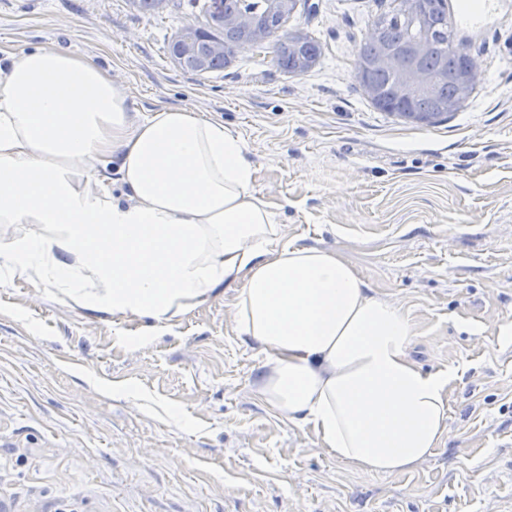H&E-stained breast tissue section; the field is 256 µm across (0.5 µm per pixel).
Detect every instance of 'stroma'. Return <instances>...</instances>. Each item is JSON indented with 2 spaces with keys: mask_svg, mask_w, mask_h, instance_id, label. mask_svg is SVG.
<instances>
[{
  "mask_svg": "<svg viewBox=\"0 0 512 512\" xmlns=\"http://www.w3.org/2000/svg\"><path fill=\"white\" fill-rule=\"evenodd\" d=\"M205 0H0V54L47 41L112 70L131 106L239 134L288 238L341 254L400 306L408 356L449 370L443 440L400 473L319 448L258 393L260 358L218 288L170 324L113 321L0 265V512H512V0L466 48L480 83L435 124L373 106L356 50L391 0H299L322 56L272 41L219 72L169 45ZM291 14L288 10L282 12L277 20L278 25L269 34H271V38H274V60L277 66L288 73H299L298 57L289 45V41L293 40L294 35L299 32L284 31L282 34H278L282 31Z\"/></svg>",
  "mask_w": 512,
  "mask_h": 512,
  "instance_id": "stroma-1",
  "label": "stroma"
}]
</instances>
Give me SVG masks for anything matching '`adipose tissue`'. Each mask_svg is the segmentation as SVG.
Segmentation results:
<instances>
[{"label": "adipose tissue", "instance_id": "1", "mask_svg": "<svg viewBox=\"0 0 512 512\" xmlns=\"http://www.w3.org/2000/svg\"><path fill=\"white\" fill-rule=\"evenodd\" d=\"M114 163L128 202L112 195ZM0 242L17 277L94 311L171 321L218 287L261 356L259 393L363 472L424 460L450 373L414 364L402 309L336 252L289 240L244 141L185 107L133 111L109 70L55 45L0 59Z\"/></svg>", "mask_w": 512, "mask_h": 512}]
</instances>
